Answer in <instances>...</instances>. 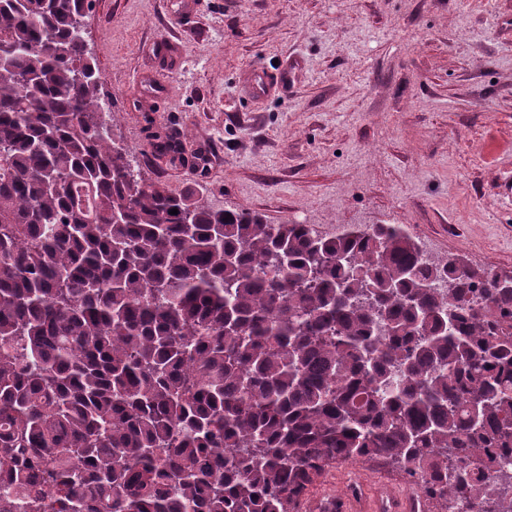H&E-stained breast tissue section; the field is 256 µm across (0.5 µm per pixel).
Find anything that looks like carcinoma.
<instances>
[{
	"mask_svg": "<svg viewBox=\"0 0 512 512\" xmlns=\"http://www.w3.org/2000/svg\"><path fill=\"white\" fill-rule=\"evenodd\" d=\"M91 7L0 0V507L301 512L363 460L424 512H512L500 273L402 224L327 237L146 180L103 118Z\"/></svg>",
	"mask_w": 512,
	"mask_h": 512,
	"instance_id": "cac0c4a2",
	"label": "carcinoma"
}]
</instances>
